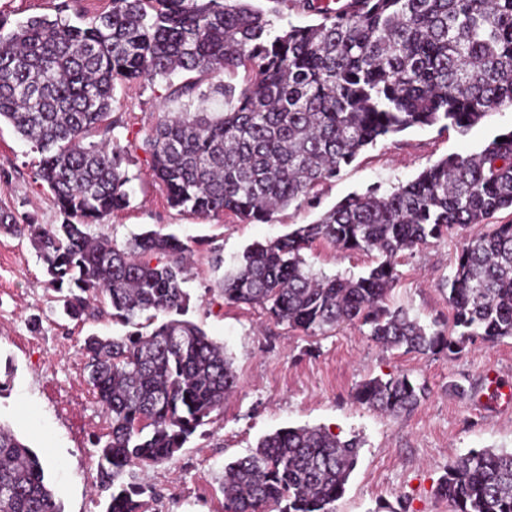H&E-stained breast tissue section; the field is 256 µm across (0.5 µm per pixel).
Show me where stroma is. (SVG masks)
<instances>
[{
  "mask_svg": "<svg viewBox=\"0 0 512 512\" xmlns=\"http://www.w3.org/2000/svg\"><path fill=\"white\" fill-rule=\"evenodd\" d=\"M110 7L111 0H0V17L14 24L59 15L74 23ZM114 97L113 136L129 149L124 168L130 204L91 225L89 232L120 247L150 230L188 241L193 253L183 285L189 297L186 318L223 344L238 377L235 392L210 423L199 427L170 461L142 472L155 491L146 512H222L225 465L247 455L267 434L304 426L360 443L357 467L334 512H452L436 494L449 462L473 449L512 448V408L491 407L484 396L488 375L512 386V338L469 342L449 359L383 349L367 328L353 325L309 336L273 322L261 307L227 303L216 283L249 245L315 222L347 195L373 185L391 190L447 155L480 150L512 130V107L464 133L415 127L378 141L336 178L318 184L311 192L313 205L289 207L267 223H243L231 215L171 208L164 187L152 176L145 140L163 112L193 111L198 101L171 99L159 80L119 84ZM39 160L11 125L0 124V201L21 220L62 223L63 214L37 177ZM472 233L466 227L403 254L391 305L425 323L449 318L440 286ZM304 256L314 270L331 276L362 274L376 260L372 254L337 251L324 241ZM218 257L223 267H216ZM46 280L29 241L0 233V424L40 457L63 512H103L91 438L103 433L105 422L85 381L79 347L89 334L121 336L127 329L107 316L68 320ZM399 374L427 388V397L412 413L391 416L354 401L359 382ZM456 382L466 394L453 391Z\"/></svg>",
  "mask_w": 512,
  "mask_h": 512,
  "instance_id": "stroma-1",
  "label": "stroma"
}]
</instances>
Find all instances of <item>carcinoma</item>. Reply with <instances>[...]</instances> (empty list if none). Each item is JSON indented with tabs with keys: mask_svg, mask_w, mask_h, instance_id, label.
<instances>
[{
	"mask_svg": "<svg viewBox=\"0 0 512 512\" xmlns=\"http://www.w3.org/2000/svg\"><path fill=\"white\" fill-rule=\"evenodd\" d=\"M271 2L112 0L82 26L42 16L8 30L0 20V121L40 153L38 179L66 216L22 224L0 207V232L29 240L70 319L107 314L133 327L81 347L107 423L93 440L105 512H141L132 468L172 459L237 387L224 346L181 318L189 245L149 231L120 248L88 233L130 202L127 150L109 138L116 83L164 80L177 98L224 99L221 116L164 118L144 146L171 207L250 223L311 203L314 186L379 139L425 126L463 133L512 106V0H290L316 20L280 29L283 0ZM240 68L250 74L240 88L173 81ZM93 131L100 142L87 141ZM500 137L252 244L218 282L224 300L310 335L358 323L387 349L422 354H456L475 336L512 338V224L461 247L443 283L452 323L425 325L388 302L401 254L512 209V130ZM317 240L379 258L362 275L327 276L303 255ZM353 397L397 415L414 411L425 387L376 376ZM358 453L322 427L280 429L225 466L224 512H334ZM437 493L454 512H512V450L469 451L448 464ZM0 512H62L40 458L2 425Z\"/></svg>",
	"mask_w": 512,
	"mask_h": 512,
	"instance_id": "1",
	"label": "carcinoma"
}]
</instances>
